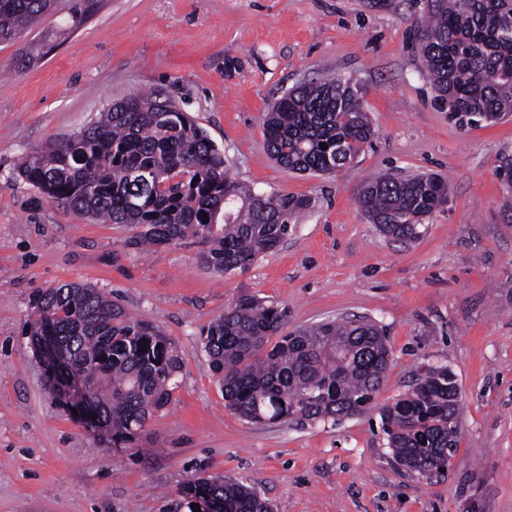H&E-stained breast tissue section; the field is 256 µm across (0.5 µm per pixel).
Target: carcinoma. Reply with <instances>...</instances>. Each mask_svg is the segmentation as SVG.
Masks as SVG:
<instances>
[{"instance_id":"cac0c4a2","label":"carcinoma","mask_w":512,"mask_h":512,"mask_svg":"<svg viewBox=\"0 0 512 512\" xmlns=\"http://www.w3.org/2000/svg\"><path fill=\"white\" fill-rule=\"evenodd\" d=\"M56 0H0V43L54 11ZM99 0H71L63 25L17 57L36 63L83 26ZM419 38L440 107L459 127L512 113V0H429ZM268 154L282 167L332 174L354 163L375 130L358 90L338 77L298 86L270 106ZM14 178L99 224H136L128 245L160 247L193 238L218 274L247 269L277 248L311 200L259 194L233 180L221 152L164 90L137 93L89 125L26 154ZM357 204L387 236L416 241L424 218L448 204L439 175L366 181ZM208 219H202L203 215ZM288 309L242 293L200 334L220 374L226 406L251 422L332 423L370 408L389 365L383 328L341 318L281 334ZM51 333L91 377L93 412L112 444L134 441L170 404L181 369L176 345L91 285L49 288L34 299L32 343ZM459 387L446 366L429 367L409 392L380 408L396 464L422 476L449 469L459 434ZM186 505L216 512H273L249 486L198 477Z\"/></svg>"}]
</instances>
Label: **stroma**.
<instances>
[{"instance_id": "stroma-1", "label": "stroma", "mask_w": 512, "mask_h": 512, "mask_svg": "<svg viewBox=\"0 0 512 512\" xmlns=\"http://www.w3.org/2000/svg\"><path fill=\"white\" fill-rule=\"evenodd\" d=\"M425 0H103L38 64L0 43V512H188L180 489L223 476L278 512H512V116L459 128L434 102L415 30ZM333 75L360 90L378 134L333 174L288 171L265 147L269 104ZM162 88L224 154L232 178L313 207L287 240L222 276L178 242L145 253L17 181V159ZM438 173L450 202L422 236L392 240L356 197L384 174ZM103 290L176 344L170 405L131 444L73 415L27 334L36 294ZM288 309L287 330L345 315L391 347L373 408L336 424H256L224 406L200 333L239 294ZM445 366L461 393L448 472L399 467L380 406Z\"/></svg>"}]
</instances>
